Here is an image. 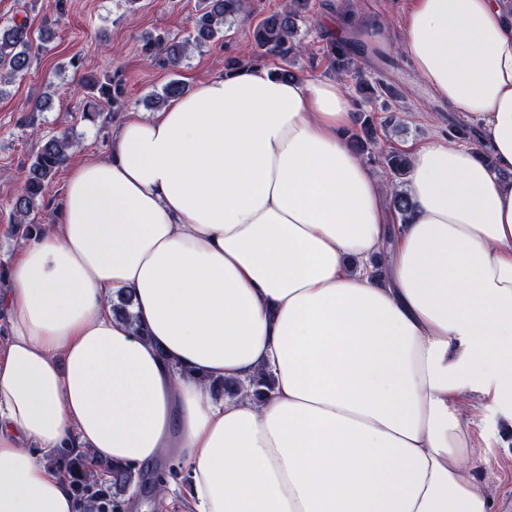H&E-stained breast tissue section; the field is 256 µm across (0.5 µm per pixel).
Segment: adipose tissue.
I'll return each mask as SVG.
<instances>
[{"mask_svg": "<svg viewBox=\"0 0 512 512\" xmlns=\"http://www.w3.org/2000/svg\"><path fill=\"white\" fill-rule=\"evenodd\" d=\"M403 28L492 156L409 146L408 223L336 78L200 81L71 167L0 294V512H74L42 460L68 448L174 454L193 512H491L454 404L512 406V25L498 0H410Z\"/></svg>", "mask_w": 512, "mask_h": 512, "instance_id": "obj_1", "label": "adipose tissue"}]
</instances>
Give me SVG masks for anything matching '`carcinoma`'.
Returning a JSON list of instances; mask_svg holds the SVG:
<instances>
[{
  "instance_id": "1",
  "label": "carcinoma",
  "mask_w": 512,
  "mask_h": 512,
  "mask_svg": "<svg viewBox=\"0 0 512 512\" xmlns=\"http://www.w3.org/2000/svg\"><path fill=\"white\" fill-rule=\"evenodd\" d=\"M308 12L309 0H288L285 10L273 13L258 22L253 29L256 54L251 63H258L267 57H276L283 62L279 75L295 79L296 74L290 66L302 51L298 39V23L306 18ZM247 13L248 0H200L193 29L184 39L175 41L159 37L148 42L144 52L162 66L174 71L188 56L190 50L223 39L224 28L245 19ZM354 45L353 39H329L324 50L327 69L339 79L346 76L352 78L358 91L373 92L375 88L368 83L356 63ZM32 48L33 40L26 22L13 20L7 25H0V93L6 84L29 70ZM86 89L90 90L93 101L83 108L81 120L96 122L103 115L104 105L114 113L121 110L124 89L118 74L106 73L102 80L90 74L86 79ZM185 92V84L178 79H172L161 91L151 95L150 105L163 106ZM40 141L41 146L34 155V160L25 171L23 188L11 200L14 223L27 225V237L36 228V225L29 222V217L43 206L48 183L67 165L71 150L77 146V141L67 134L42 135ZM351 142L362 153L367 150V146L377 145L376 128L372 118L364 117L360 131L352 133ZM380 157L390 185L401 183L409 167L408 155L390 151L380 154ZM109 478L112 481L113 508L115 512H122V493L135 480V470L114 466L109 470Z\"/></svg>"
}]
</instances>
